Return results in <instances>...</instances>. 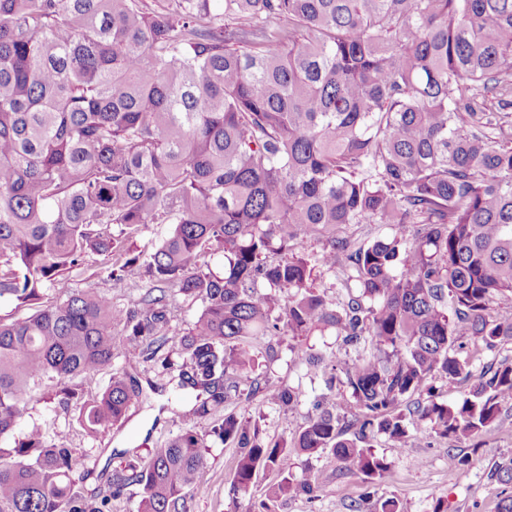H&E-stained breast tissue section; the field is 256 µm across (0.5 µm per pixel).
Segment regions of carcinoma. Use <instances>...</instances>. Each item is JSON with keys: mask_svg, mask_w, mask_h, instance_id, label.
I'll list each match as a JSON object with an SVG mask.
<instances>
[{"mask_svg": "<svg viewBox=\"0 0 512 512\" xmlns=\"http://www.w3.org/2000/svg\"><path fill=\"white\" fill-rule=\"evenodd\" d=\"M157 2L0 0V302L30 305L89 255L151 284L128 308L81 291L0 317V439L31 386L53 382L67 403V382L111 365L124 342L178 372L202 418L252 371L249 336L333 327L378 353L327 379L356 401L353 420L320 407L271 444L230 413L128 463L97 505L77 490L87 455L37 429L0 445V512H110L131 487L137 512H189L211 441L238 448L232 487L244 494L259 469L284 474L324 451L373 479L387 462L371 439L423 437L396 411L408 399L438 437H477L512 400V362L452 403L433 381L471 375L458 337L512 339V314L492 309L512 298V0H220L221 31L215 0ZM146 224L171 229L143 257L130 241ZM343 224L395 232L354 248L336 237ZM309 237L326 241L314 258L296 252ZM208 250L223 273L204 267ZM341 253L359 293L337 311L311 278ZM169 288L202 303L182 334ZM169 344L182 363L159 355ZM141 392L115 371L77 403L78 420L95 436ZM300 397L265 393L288 409ZM497 478L498 512H512V467ZM319 489L285 477L267 496Z\"/></svg>", "mask_w": 512, "mask_h": 512, "instance_id": "obj_1", "label": "carcinoma"}]
</instances>
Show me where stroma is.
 Instances as JSON below:
<instances>
[{"label":"stroma","instance_id":"obj_1","mask_svg":"<svg viewBox=\"0 0 512 512\" xmlns=\"http://www.w3.org/2000/svg\"><path fill=\"white\" fill-rule=\"evenodd\" d=\"M148 287L145 281L113 280L102 257L91 255L86 257L80 276L47 289L40 305H54L76 291H93L110 297L114 306L126 308L139 300ZM244 346L254 356L255 368L242 381L238 396L227 402L225 410L256 420L263 438L272 442L298 430L312 411L314 397L327 395L339 412L354 414L356 405L349 393L327 390L323 373L336 363H349L375 351L371 343L346 347L330 329L306 336H251L245 339ZM300 348L311 349L320 357V368L294 362V352ZM134 349L131 343L119 345L111 367L70 382L83 398L89 399L104 389L113 371L135 377L142 392L120 426L88 437L73 406L61 402L46 382L29 393L28 414L14 432L20 438L38 426L54 433L66 447L80 453L90 452L87 470L79 483L90 499L105 487L112 472L145 456L148 448L181 429L203 433L211 427L210 419L194 414V393L179 390L172 373L160 364L138 359ZM280 384L300 388L305 399L289 411L268 402L264 397L266 387ZM479 440L481 447L473 454L471 465L463 468L457 458L468 451V444L454 445L430 436L403 449L388 437L377 436L372 442L373 449L387 459L389 467L372 480L347 473L331 453L301 456L291 470L293 478L320 485L318 496L312 500L288 496L271 503L266 500V491L270 484L280 481V473L270 468L259 470L247 494H233L231 485L238 451L215 443L208 450L199 485L189 494L190 512H258L263 502L269 512H373V505L380 498L397 499L402 512H433L439 500L448 512H497L501 486L492 473L495 468L512 464V400L502 402L498 420L481 432Z\"/></svg>","mask_w":512,"mask_h":512}]
</instances>
